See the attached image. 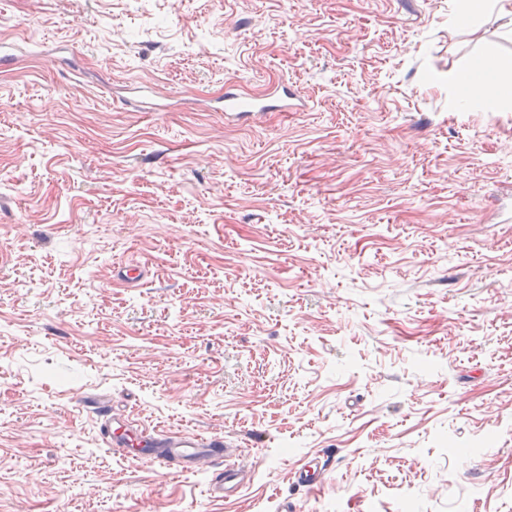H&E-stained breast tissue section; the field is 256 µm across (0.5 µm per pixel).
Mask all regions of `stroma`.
<instances>
[{
	"mask_svg": "<svg viewBox=\"0 0 512 512\" xmlns=\"http://www.w3.org/2000/svg\"><path fill=\"white\" fill-rule=\"evenodd\" d=\"M458 5L0 0V512H512V104L448 82L512 28ZM231 83L306 108L231 122ZM88 397L231 436L242 490ZM87 406L101 421L103 443L108 448H124L123 457L179 472L205 470L209 473L208 493L215 500L234 497L242 489L248 463L240 460L227 464L231 448L237 445L223 434L150 430L110 402L96 401ZM326 461L317 456H311L293 472V482L299 487L313 489L322 483V475L326 471Z\"/></svg>",
	"mask_w": 512,
	"mask_h": 512,
	"instance_id": "35a3bbf8",
	"label": "stroma"
}]
</instances>
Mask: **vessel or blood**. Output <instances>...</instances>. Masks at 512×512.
Here are the masks:
<instances>
[{
	"mask_svg": "<svg viewBox=\"0 0 512 512\" xmlns=\"http://www.w3.org/2000/svg\"><path fill=\"white\" fill-rule=\"evenodd\" d=\"M304 109V101L287 86L272 96L253 99L243 98L230 88L224 92V115L237 120L254 119L272 111L301 112ZM90 408L101 421L103 443L122 449L124 457L180 472L207 471L208 493L217 500L234 497L242 489L247 464L243 461L229 463L234 443L224 435L151 430L107 401L93 402ZM326 468L325 460L310 457L294 470L293 482L305 489L316 488Z\"/></svg>",
	"mask_w": 512,
	"mask_h": 512,
	"instance_id": "1",
	"label": "vessel or blood"
}]
</instances>
